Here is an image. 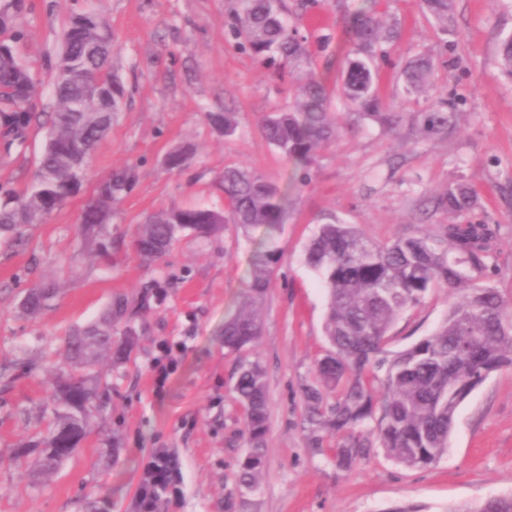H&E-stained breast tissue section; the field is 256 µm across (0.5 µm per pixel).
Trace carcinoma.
I'll return each instance as SVG.
<instances>
[{"label": "carcinoma", "mask_w": 512, "mask_h": 512, "mask_svg": "<svg viewBox=\"0 0 512 512\" xmlns=\"http://www.w3.org/2000/svg\"><path fill=\"white\" fill-rule=\"evenodd\" d=\"M378 0H366L349 20L352 57L342 74L340 101L359 114L381 122L390 116L377 111L379 59L396 36L381 26ZM439 23H448L453 0H422ZM26 0L0 3V128L7 148L22 146L35 126L46 139L24 189L0 188V233L17 242L33 224H40L66 204L88 177V159L111 129L124 89L112 74V28L101 12H76L63 34L54 71L53 101L38 98L35 77L15 44L23 33L12 19ZM234 34L241 47L262 61L278 65L280 73L297 76L288 108L262 120L267 142L296 167L307 169L315 151L336 138L333 101L305 42L283 15L282 0H240ZM512 79V35L498 60ZM107 79L99 89V104L86 106L88 79ZM433 62L417 57L404 69V93L428 90ZM210 120L231 134L235 113H211ZM130 167L99 180L82 209L80 225L99 253H110L108 231L112 203L132 189ZM221 189L227 212L201 205L178 206L149 216L138 226L135 248L148 264L164 256L178 236L208 238L231 222L244 230H264L256 244L250 277L239 310L224 321V349L242 353L260 334V308L271 274L280 260L276 237L285 221V196L277 184L243 167L224 169ZM452 213L473 207V195L462 186L450 187L437 198ZM496 231L490 224H448L439 236L418 234L379 244L351 224H322L311 238L306 264L321 279L327 301L323 329L330 350L317 365L318 384L303 391L309 422L336 436V465L349 468L378 442L385 453L407 468L436 463L447 451L459 405L490 373L512 367V302L497 289L474 282L473 270H483ZM439 285L463 288L441 325L411 347L389 359L381 358L388 332L406 310L419 305ZM55 284L34 286L22 309L35 314L54 297ZM121 305L108 308L64 340L57 363L52 421L36 443L16 448V459L35 456V465L50 471L71 457L90 431L93 400L90 368L112 355V318ZM245 409L248 453L237 478L245 492L258 489L265 456L269 401L265 372L257 361L239 364L235 385ZM448 512H512V495L489 498L477 505Z\"/></svg>", "instance_id": "obj_1"}]
</instances>
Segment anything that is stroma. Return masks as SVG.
Masks as SVG:
<instances>
[{
	"mask_svg": "<svg viewBox=\"0 0 512 512\" xmlns=\"http://www.w3.org/2000/svg\"><path fill=\"white\" fill-rule=\"evenodd\" d=\"M307 38L330 96H338L350 36L347 17L363 0H283ZM237 0H27L14 23L17 47L51 99L50 64L70 15L103 11L112 26V71L124 87L122 107L99 143L77 194L23 242L0 241V512H131L141 463L151 448L175 453L182 494L171 512H445L512 493V369L493 372L459 406L448 452L437 463L407 469L371 448L338 468L333 437L307 421L303 390L316 383L328 348L325 293L305 262L318 225L339 220L378 243L440 234L452 222L497 227L493 258L479 276L512 299V80L498 66L512 34V0H454L447 26L420 0H380V18L398 32L380 66L383 111L395 125L337 106L338 133L310 167L294 170L264 138L261 120L288 105V76L244 51L231 33ZM419 55L434 62L427 93L400 94L402 72ZM235 113L224 135L207 118ZM429 112L448 113L453 130L427 133ZM45 131L0 148V185L19 189L34 169ZM191 147L186 167L166 155ZM241 164L288 190L277 239L281 261L270 279L262 332L245 354L224 347L225 317L243 301L253 245L234 224L202 240L181 235L159 267L148 268L131 240L143 219L174 205L223 209L216 182ZM134 167L135 187L112 206V259L90 251L77 233L79 213L96 182ZM470 188L476 206L457 215L430 197ZM56 297L39 316L20 307L37 281ZM455 300L432 289L390 331L389 352L429 335ZM114 301L121 352L94 367L92 434L57 470L13 461L21 441L37 436L51 415V342L97 318ZM184 344L164 387L155 361L162 344ZM265 370L270 403L259 489L241 494L236 475L245 455L243 410L234 385L240 358Z\"/></svg>",
	"mask_w": 512,
	"mask_h": 512,
	"instance_id": "stroma-1",
	"label": "stroma"
}]
</instances>
